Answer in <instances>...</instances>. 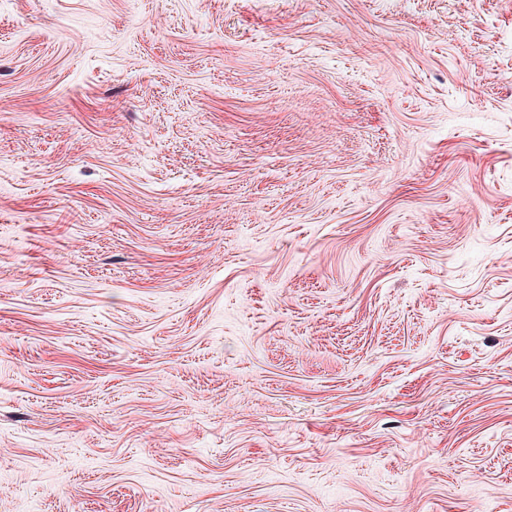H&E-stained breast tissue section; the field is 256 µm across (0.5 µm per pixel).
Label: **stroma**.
I'll return each instance as SVG.
<instances>
[{
  "mask_svg": "<svg viewBox=\"0 0 512 512\" xmlns=\"http://www.w3.org/2000/svg\"><path fill=\"white\" fill-rule=\"evenodd\" d=\"M512 512V0H0V512Z\"/></svg>",
  "mask_w": 512,
  "mask_h": 512,
  "instance_id": "obj_1",
  "label": "stroma"
}]
</instances>
